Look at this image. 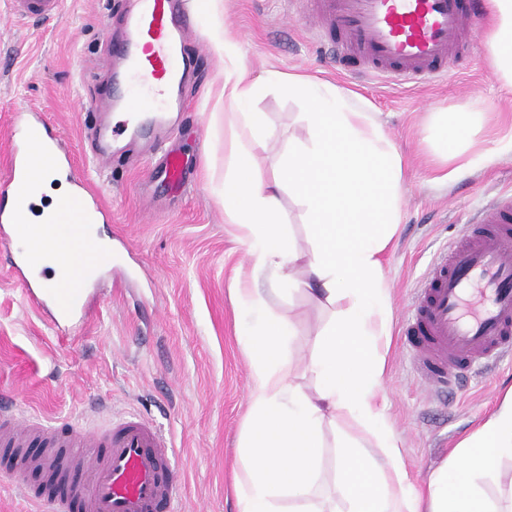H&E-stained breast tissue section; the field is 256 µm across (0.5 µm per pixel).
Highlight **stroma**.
<instances>
[{"mask_svg":"<svg viewBox=\"0 0 512 512\" xmlns=\"http://www.w3.org/2000/svg\"><path fill=\"white\" fill-rule=\"evenodd\" d=\"M189 6L209 57L184 90L187 112L165 136L141 140L129 166L102 167L90 155L94 104L109 91L98 76L111 48L109 18L120 15L123 0H64L53 18L0 19V171L16 113L39 108L68 145L77 173L112 213L111 223L97 227L105 243L98 258L102 279L79 341H60L0 263V400L15 401L29 417L91 429L107 427L113 409L152 416L176 443L181 512H236L252 379L239 341L244 311L235 290L252 280L253 260L221 194L230 131L220 96L229 58L255 81L249 107L262 117L266 135L255 153L261 179L273 177L290 139L305 134L296 115L307 105L275 85V72L354 90L395 144L403 166L401 221L382 258L394 333L434 256L493 192L512 189V149L505 145L512 138V95L493 75L485 6L469 52L447 79L418 87L363 83L337 71L295 0H189ZM219 39L227 41L229 54L217 52ZM477 102L487 121L469 147L453 136H435V112ZM168 149L185 158L179 191L162 172ZM263 295L270 312L290 317L294 334L284 354L296 382L312 392L306 366L333 307L288 282ZM511 387L512 364L504 362L443 401L392 341L382 377L384 422L399 440L413 482L422 484Z\"/></svg>","mask_w":512,"mask_h":512,"instance_id":"stroma-1","label":"stroma"}]
</instances>
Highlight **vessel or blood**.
Instances as JSON below:
<instances>
[{
  "mask_svg": "<svg viewBox=\"0 0 512 512\" xmlns=\"http://www.w3.org/2000/svg\"><path fill=\"white\" fill-rule=\"evenodd\" d=\"M337 64L355 76L418 84L448 75L450 62L467 53L477 0H309ZM64 0H8L18 18L58 14ZM126 35L111 53L122 61L112 91L97 107L118 112L117 123L96 130L98 161L111 163L120 137L144 136L181 111L180 87L198 55L186 45L196 29L185 0H127ZM7 136L12 143L4 186L12 207L0 210V247L11 250L9 267L28 300L66 334L84 327L92 296L86 273L57 280L36 277V249L62 239L83 247L91 224L105 211L75 173L67 144L49 133L41 114L18 111ZM49 154L57 174L74 186L60 200L43 235L27 220L35 152ZM418 356V370L437 393L454 396L469 376L512 359V192L496 194L479 217L429 265L419 283L410 320L400 331ZM0 447L17 453L12 477L24 483L30 468L45 472L49 486L29 499L53 512H179L175 443L152 420L128 414L104 430L69 421L18 422L14 404H0Z\"/></svg>",
  "mask_w": 512,
  "mask_h": 512,
  "instance_id": "b4317fda",
  "label": "vessel or blood"
}]
</instances>
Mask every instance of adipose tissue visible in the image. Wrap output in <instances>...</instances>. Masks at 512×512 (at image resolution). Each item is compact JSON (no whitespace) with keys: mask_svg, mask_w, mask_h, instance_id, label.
I'll list each match as a JSON object with an SVG mask.
<instances>
[{"mask_svg":"<svg viewBox=\"0 0 512 512\" xmlns=\"http://www.w3.org/2000/svg\"><path fill=\"white\" fill-rule=\"evenodd\" d=\"M489 48L498 81L512 87V0H489ZM288 97L307 102L297 120L305 138L290 142L272 180H261L254 152L263 120L241 111L253 88L245 69L231 66L224 94L234 106L232 172L224 202L244 228L254 276H289L311 299L341 304L319 335L306 393L288 371L283 345L289 320L269 313L259 288L238 289L246 313L244 342L251 354L252 420L239 477L237 512H500L481 494L476 477L512 460V389L415 490L398 439L383 422L377 383L388 336L380 256L396 230L402 202L401 159L369 105L349 89L278 74ZM303 204L311 254L299 252L280 230L282 190ZM356 416L380 456L361 438L339 433L333 489L322 492L323 429L339 414ZM291 510H284V502Z\"/></svg>","mask_w":512,"mask_h":512,"instance_id":"1","label":"adipose tissue"}]
</instances>
